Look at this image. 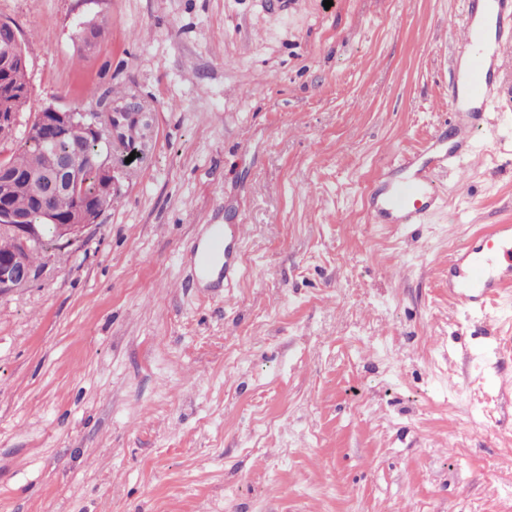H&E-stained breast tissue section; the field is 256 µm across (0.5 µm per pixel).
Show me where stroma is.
Wrapping results in <instances>:
<instances>
[{"mask_svg":"<svg viewBox=\"0 0 512 512\" xmlns=\"http://www.w3.org/2000/svg\"><path fill=\"white\" fill-rule=\"evenodd\" d=\"M466 0H0L31 120L127 90L147 161L39 279L0 294V512H512V288L448 296L512 224L508 94L465 187L373 224L385 166L451 139ZM101 34L84 44V28ZM207 224L242 272L203 294ZM244 236V225L207 224L204 235L197 245L192 258V273L196 279H204L214 266L222 263L218 279L211 283L217 288H230L240 276L239 247ZM512 286V225L460 246L448 265V293L457 303L484 306Z\"/></svg>","mask_w":512,"mask_h":512,"instance_id":"stroma-1","label":"stroma"}]
</instances>
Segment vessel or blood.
<instances>
[{
  "instance_id": "1",
  "label": "vessel or blood",
  "mask_w": 512,
  "mask_h": 512,
  "mask_svg": "<svg viewBox=\"0 0 512 512\" xmlns=\"http://www.w3.org/2000/svg\"><path fill=\"white\" fill-rule=\"evenodd\" d=\"M512 44V0H468L455 50V71L448 86V105L456 118L455 153L469 150L489 103L499 97V70L505 46ZM423 164L402 155L388 166L384 182L369 194L368 210L376 224H416L441 199L433 180L436 169L456 170L441 139L423 150ZM243 225L208 224L192 258L195 278L218 268V287L240 276L239 247ZM512 286V225L500 224L489 234L460 246L448 266V292L457 303L482 306Z\"/></svg>"
}]
</instances>
